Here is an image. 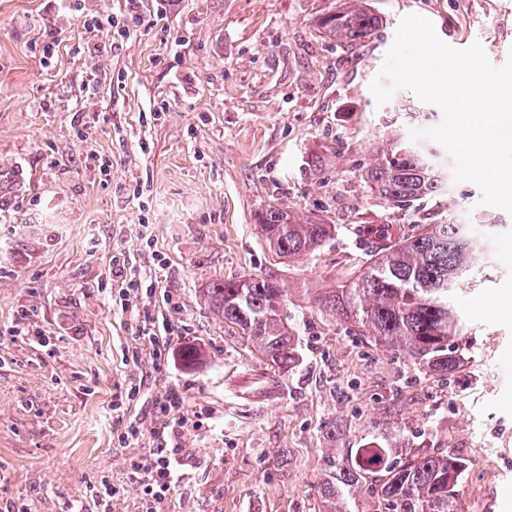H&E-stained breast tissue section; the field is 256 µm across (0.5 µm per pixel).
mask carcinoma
<instances>
[{
	"label": "carcinoma",
	"instance_id": "obj_1",
	"mask_svg": "<svg viewBox=\"0 0 512 512\" xmlns=\"http://www.w3.org/2000/svg\"><path fill=\"white\" fill-rule=\"evenodd\" d=\"M337 44L352 47L370 38L379 18L364 0H338L318 22ZM366 181L385 201L398 206L440 193L445 172L433 154L417 144L395 140L366 173ZM334 224L301 220L269 205L257 216L260 239L280 258L319 249ZM488 235L476 224L451 218L446 224H412L389 236L353 281L322 292L331 311L365 329L376 346L403 350L410 361L439 379L457 375L465 365L466 324L455 306V293L485 252ZM209 305L224 325L240 333L282 373L295 361L291 326L282 317L284 290L255 276L218 281L205 289ZM468 461L446 448H415L392 459L389 448H358L327 456L321 496L330 512H353V490L368 485L370 512H458L457 487Z\"/></svg>",
	"mask_w": 512,
	"mask_h": 512
}]
</instances>
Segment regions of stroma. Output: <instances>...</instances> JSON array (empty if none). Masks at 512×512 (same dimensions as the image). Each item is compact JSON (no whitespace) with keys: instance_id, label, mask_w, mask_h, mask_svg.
Returning <instances> with one entry per match:
<instances>
[{"instance_id":"obj_1","label":"stroma","mask_w":512,"mask_h":512,"mask_svg":"<svg viewBox=\"0 0 512 512\" xmlns=\"http://www.w3.org/2000/svg\"><path fill=\"white\" fill-rule=\"evenodd\" d=\"M367 3L381 24L346 48L317 26L332 0H0V174L25 175L0 194V512H97L104 483L112 512H141L129 464L151 456L170 389L198 427L162 512H328L326 455L374 446L451 448L469 462L461 512H512V215L470 181L395 207L365 178L442 118L410 90L381 106L370 92L400 18L499 67L512 0ZM270 204L336 234L277 258L255 229ZM457 215L490 225L491 245L457 292L467 365L443 385L318 296L369 263L359 226ZM118 264L169 323L166 349L128 331ZM243 274L287 293L297 360L270 402L236 381L271 367L203 297ZM119 416L137 439L119 442Z\"/></svg>"}]
</instances>
